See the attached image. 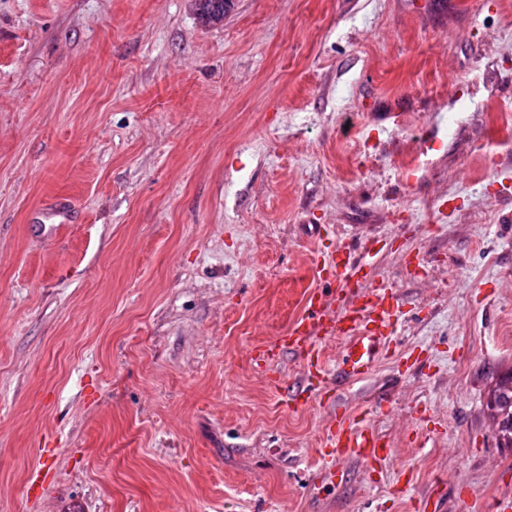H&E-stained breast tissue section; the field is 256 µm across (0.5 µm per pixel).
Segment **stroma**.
Segmentation results:
<instances>
[{"instance_id": "35a3bbf8", "label": "stroma", "mask_w": 512, "mask_h": 512, "mask_svg": "<svg viewBox=\"0 0 512 512\" xmlns=\"http://www.w3.org/2000/svg\"><path fill=\"white\" fill-rule=\"evenodd\" d=\"M355 234L397 339L287 406L251 351ZM511 370L512 0H0V512H492ZM198 14L205 23H219L224 20V13L232 8L233 0H196ZM497 421V436L507 448L512 447V370L497 383L488 403ZM324 457L329 460L355 458L375 468L391 456L385 438L370 425L352 423L350 414L342 408L330 419L322 441Z\"/></svg>"}]
</instances>
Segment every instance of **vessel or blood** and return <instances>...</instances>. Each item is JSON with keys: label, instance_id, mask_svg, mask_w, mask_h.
Here are the masks:
<instances>
[{"label": "vessel or blood", "instance_id": "vessel-or-blood-1", "mask_svg": "<svg viewBox=\"0 0 512 512\" xmlns=\"http://www.w3.org/2000/svg\"><path fill=\"white\" fill-rule=\"evenodd\" d=\"M377 253L376 244L366 242L357 248L315 252L310 268L319 279L334 283V290L310 292L303 313L286 334L254 347L255 369L274 389H287L288 404L306 405L318 394L343 389L351 380L366 376L394 340L401 314L399 294L391 282H370ZM337 336L345 339L346 346L342 358L332 365L323 356V346ZM285 352L295 354L304 368L302 380L288 388L276 366ZM321 446L325 458H354L372 467L391 455L382 435L372 426L353 423L343 409L331 418Z\"/></svg>", "mask_w": 512, "mask_h": 512}]
</instances>
